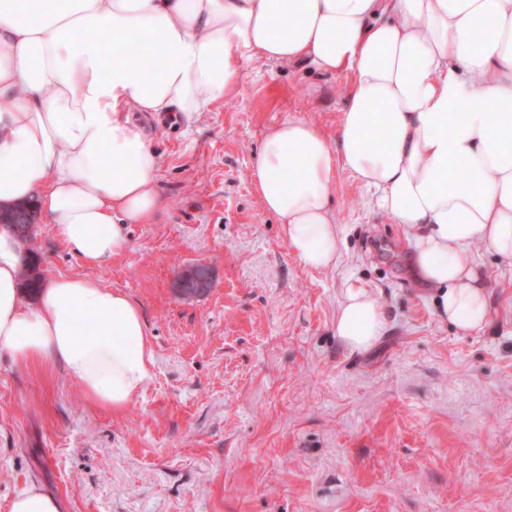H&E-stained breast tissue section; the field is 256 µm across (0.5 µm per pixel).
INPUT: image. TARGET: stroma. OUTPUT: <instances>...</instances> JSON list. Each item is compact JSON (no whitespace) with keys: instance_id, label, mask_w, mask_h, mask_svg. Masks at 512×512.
I'll return each mask as SVG.
<instances>
[{"instance_id":"35a3bbf8","label":"stroma","mask_w":512,"mask_h":512,"mask_svg":"<svg viewBox=\"0 0 512 512\" xmlns=\"http://www.w3.org/2000/svg\"><path fill=\"white\" fill-rule=\"evenodd\" d=\"M349 79L308 65L244 63L238 92L192 118L151 120L162 210L91 266L36 222L43 277L124 291L155 366L130 406H90L60 369L0 361V512L39 482L67 512H512V265L478 252L491 318L462 334L413 275L411 231L337 169L342 248L301 267L251 171L288 119L335 139ZM210 292L176 295L184 269ZM387 315L349 353L336 316L349 286Z\"/></svg>"}]
</instances>
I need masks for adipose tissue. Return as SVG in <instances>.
Masks as SVG:
<instances>
[{"mask_svg": "<svg viewBox=\"0 0 512 512\" xmlns=\"http://www.w3.org/2000/svg\"><path fill=\"white\" fill-rule=\"evenodd\" d=\"M151 54L154 72L131 50ZM306 61L351 78L336 140L287 120L252 176L306 269L333 266L337 167L414 237L409 263L435 313L464 333L488 321L481 245L512 264V0H0V207L31 199L54 236L101 265L162 206L161 159L135 112H205L235 95L243 62ZM464 177L454 179L453 169ZM20 242L0 225V358L57 365L91 405L123 412L154 364L139 306L88 279L19 284ZM387 317L350 286L336 336L350 352ZM9 512H66L35 482Z\"/></svg>", "mask_w": 512, "mask_h": 512, "instance_id": "obj_1", "label": "adipose tissue"}]
</instances>
